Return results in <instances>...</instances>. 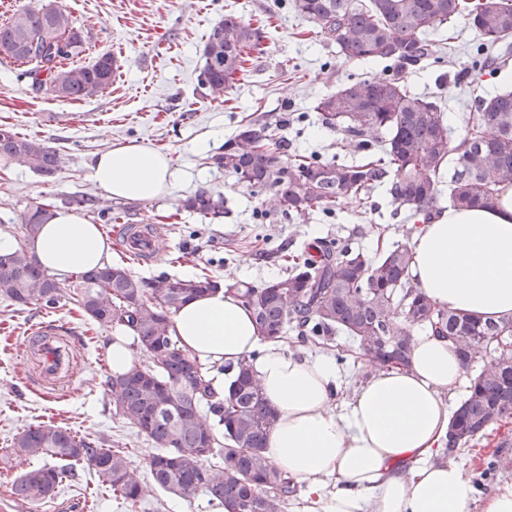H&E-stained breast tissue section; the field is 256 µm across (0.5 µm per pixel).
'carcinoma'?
<instances>
[{
    "mask_svg": "<svg viewBox=\"0 0 512 512\" xmlns=\"http://www.w3.org/2000/svg\"><path fill=\"white\" fill-rule=\"evenodd\" d=\"M292 6L336 44L347 63L386 60L398 70L422 63L437 52L430 31L457 18L480 33L486 48L512 43V0H292ZM262 41L260 29L231 15L217 22L204 45L201 85L215 96L226 93L242 71L244 54L261 50ZM82 45L81 30L62 8L28 5L0 24V56L22 62L32 83L58 99H81L112 85L109 53L88 66L66 64ZM315 112L323 126L361 142L366 158L355 163L292 159L271 147L272 122L250 119L224 142L213 163L255 191L273 193L278 213L302 221L343 199L361 201L382 183L406 219L416 223L437 212L445 183L450 203L458 208L486 204L512 186L511 90L478 97L476 111L463 117L464 134L456 143L440 102L411 91L398 73L343 83L317 100ZM0 157L47 177L60 167L54 149L9 127H0ZM182 207L218 219L224 216V194L199 189ZM52 217L43 204L23 216L24 241L0 255V296L19 307L48 309L64 298L97 325H121L133 333L151 363H134L127 373L108 376L106 385L116 414L164 449L148 461L156 486L188 500L203 493L231 512H286L294 485L264 455L276 414L251 364L229 366L233 377L225 399L217 400L197 358L171 336V316L188 300L218 290L221 282L162 275L146 283L124 266L105 265L74 273L66 293L27 244ZM311 249L278 280L228 285L251 312L262 339L278 342L295 331L321 347L343 333L357 347L367 345L376 364L405 366L413 331L422 328L448 339L466 368L476 369L453 412L448 446L464 447L512 416V356L497 362L486 358L500 342H512V320H482L437 306L411 285L404 244L374 254L322 242ZM203 405L222 436L201 417ZM13 451L61 462L16 481L14 493L26 500L52 495L67 466L79 462L95 469L132 507L143 493L125 451L99 448L52 424L20 433ZM216 456L219 462H209Z\"/></svg>",
    "mask_w": 512,
    "mask_h": 512,
    "instance_id": "cac0c4a2",
    "label": "carcinoma"
}]
</instances>
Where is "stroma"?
Here are the masks:
<instances>
[{"label": "stroma", "instance_id": "1", "mask_svg": "<svg viewBox=\"0 0 512 512\" xmlns=\"http://www.w3.org/2000/svg\"><path fill=\"white\" fill-rule=\"evenodd\" d=\"M82 31L84 50L74 65L93 63L104 53L120 57L123 66L109 88L79 100H62L35 89L13 60L0 57V125L19 135L48 143L58 153L60 169L46 178L10 160H0V234L21 239L22 218L41 203L61 207L64 198L86 195L94 207L84 215L110 234L112 262L142 280L161 275L179 278L203 274L224 281L260 286L286 271L285 256L302 254L312 240L348 244L375 251L362 227L379 224L389 244L405 243V212L396 211L386 187L372 189L366 200L337 204L329 213L308 220L263 218L267 197L217 168L213 155L243 121L269 114L287 118L278 135L292 156L315 155L332 161L357 162L362 154L342 132L322 126L313 107L317 99L343 82L393 75L385 62L352 64L341 59L335 44L324 41L315 24L299 17L292 0H55ZM263 26L265 50L253 56L231 90L213 99L200 81L203 48L211 28L225 15ZM444 49L435 58L403 72L408 88L441 97L453 137L463 134L462 117L477 97L512 88V53L489 50L486 67L472 69L480 38L464 20L441 25L432 34ZM119 144H138L166 154L174 179L169 191L152 200L104 199L90 178V166L101 152ZM222 192L223 218L210 220L181 207L198 189ZM158 228L159 253L140 263L122 248L123 224ZM43 319L68 324L80 336L82 349L72 385L30 392L26 377L35 369L28 357V332ZM112 328L101 327L73 311L70 303L44 309L20 308L0 299V512H14L19 502L12 487L39 459L16 456L11 446L33 426L54 424L103 447L125 451L144 487L136 507L112 495L88 465L43 501L23 503L26 512H223L200 494L186 500L159 489L148 459L156 447L115 415L107 394L111 372L107 346ZM512 462V418L495 426L475 444L450 450L479 498L500 483L512 481L509 468L481 476L493 455Z\"/></svg>", "mask_w": 512, "mask_h": 512}]
</instances>
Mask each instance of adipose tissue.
Segmentation results:
<instances>
[{"label":"adipose tissue","mask_w":512,"mask_h":512,"mask_svg":"<svg viewBox=\"0 0 512 512\" xmlns=\"http://www.w3.org/2000/svg\"><path fill=\"white\" fill-rule=\"evenodd\" d=\"M91 177L108 199L166 193L167 157L142 145L99 154ZM53 274L108 262L106 235L79 212L56 211L29 243ZM409 275L432 302L480 318L512 319V188L489 205L443 210L409 242ZM173 338L204 364L248 360L277 414L264 450L288 478L304 482L307 512H512V481L483 501L445 458L450 402L466 369L447 339L414 338L411 362L377 372L345 404L330 356L302 357L263 342L234 291L194 298L172 317Z\"/></svg>","instance_id":"adipose-tissue-1"}]
</instances>
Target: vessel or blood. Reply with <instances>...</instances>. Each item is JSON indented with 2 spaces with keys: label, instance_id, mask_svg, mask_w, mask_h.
<instances>
[{
  "label": "vessel or blood",
  "instance_id": "1",
  "mask_svg": "<svg viewBox=\"0 0 512 512\" xmlns=\"http://www.w3.org/2000/svg\"><path fill=\"white\" fill-rule=\"evenodd\" d=\"M30 348L38 358V369L25 385L29 390H51L75 380L76 339L57 322L40 323L30 332Z\"/></svg>",
  "mask_w": 512,
  "mask_h": 512
}]
</instances>
